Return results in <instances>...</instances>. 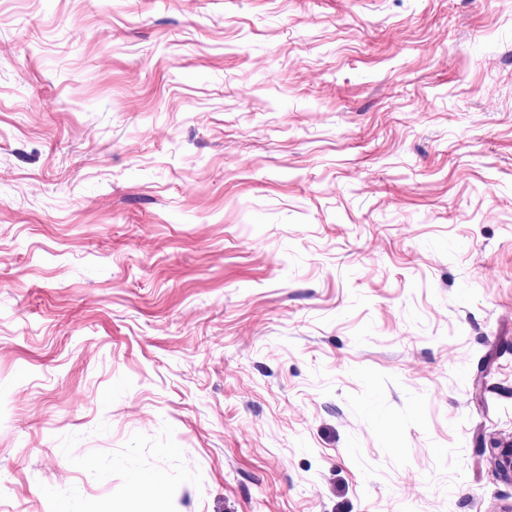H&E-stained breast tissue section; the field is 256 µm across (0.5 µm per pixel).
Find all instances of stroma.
<instances>
[{
	"instance_id": "1",
	"label": "stroma",
	"mask_w": 512,
	"mask_h": 512,
	"mask_svg": "<svg viewBox=\"0 0 512 512\" xmlns=\"http://www.w3.org/2000/svg\"><path fill=\"white\" fill-rule=\"evenodd\" d=\"M512 0H0V512H512Z\"/></svg>"
}]
</instances>
